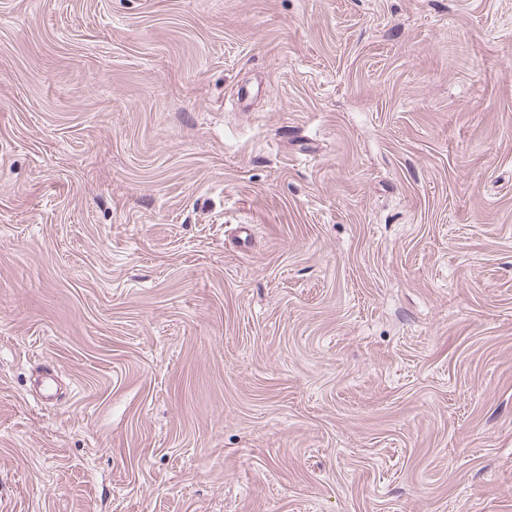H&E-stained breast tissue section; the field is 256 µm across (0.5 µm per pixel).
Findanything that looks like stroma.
<instances>
[{"instance_id":"stroma-1","label":"stroma","mask_w":512,"mask_h":512,"mask_svg":"<svg viewBox=\"0 0 512 512\" xmlns=\"http://www.w3.org/2000/svg\"><path fill=\"white\" fill-rule=\"evenodd\" d=\"M0 512H512V0H0Z\"/></svg>"}]
</instances>
